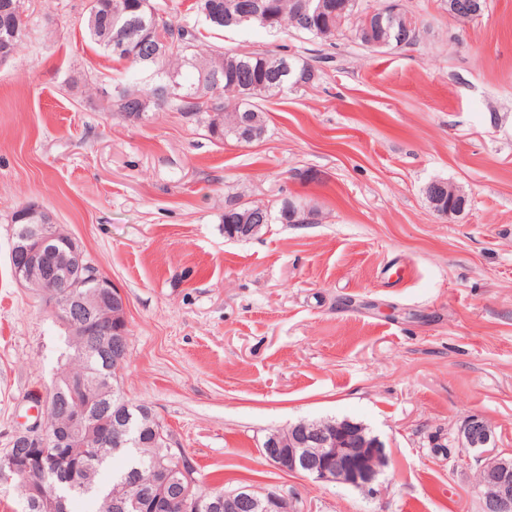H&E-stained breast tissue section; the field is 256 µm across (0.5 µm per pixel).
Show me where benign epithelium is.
<instances>
[{"label": "benign epithelium", "mask_w": 512, "mask_h": 512, "mask_svg": "<svg viewBox=\"0 0 512 512\" xmlns=\"http://www.w3.org/2000/svg\"><path fill=\"white\" fill-rule=\"evenodd\" d=\"M448 15L457 21L479 17L485 0H448ZM392 22L404 26L409 34H417L419 23L407 13L398 14L394 3L381 6L363 19L361 30L372 35V26L382 27ZM426 195L433 210L443 219L453 220L465 211L466 195L456 186L442 179H434L426 187ZM448 207H442L443 201ZM50 220L31 223V234L21 242L15 241L10 252L11 264L26 285L42 277L40 294L59 315L63 325L74 334L88 336L98 332V323L107 319L114 323L109 328V344L100 342L85 349L86 355L98 363L122 366L127 360V302L119 287L100 275L97 268L81 252L75 240L60 246L51 232ZM56 406V392H50L36 421L15 432L10 448L0 454V479L17 481L22 494L37 493L29 481V470L17 464L20 448H38L47 445L65 446L80 433L93 427L94 417L87 408L70 411L67 423L48 428V412ZM112 447L122 448L128 443V429L123 414L112 415ZM460 447L478 452V489L482 512H512V454L497 448L491 426L478 416L470 417L459 438ZM264 457L282 472L303 474L317 482L337 483L355 488L369 496L377 494L375 484L390 464L382 441L366 433V427L349 420L338 421L328 427L311 428L305 423L288 425L269 431L263 440ZM170 465L158 468L163 478L155 482L153 509L167 507V486L178 483L172 469H183V462L175 453H169ZM186 512H215L219 508L236 512H300L296 498L282 490H258L241 486L224 495L199 493L189 484L180 494Z\"/></svg>", "instance_id": "1"}]
</instances>
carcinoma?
I'll return each mask as SVG.
<instances>
[{
  "label": "carcinoma",
  "mask_w": 512,
  "mask_h": 512,
  "mask_svg": "<svg viewBox=\"0 0 512 512\" xmlns=\"http://www.w3.org/2000/svg\"><path fill=\"white\" fill-rule=\"evenodd\" d=\"M225 0H195L193 8L211 28L234 30L256 25L269 32L291 27L297 32L322 40L351 35L360 44L370 41L381 48H396L414 43L398 24L384 26L366 37L360 21L351 12H342L345 0H235L237 5H254L253 16L244 18L237 10L224 7ZM140 0H89L87 33L89 38L118 61H126L141 69H150L160 77L159 83L148 89L121 86L114 89L106 110L116 112L126 121L132 115L145 118L156 109L178 112L182 117L205 125L211 137L252 143L251 137L238 124V114L249 113L255 119L257 135L266 137V117L257 101L290 89L301 88L317 77L316 67L303 58L274 54L270 51L199 50L196 28L175 24L156 14L155 8H138ZM196 72L195 81L187 84L182 70ZM277 220L293 224L288 216V200H282L278 214L258 202H243L238 197L225 200L222 224L224 234H232L231 225L246 220L259 223ZM93 362L83 354L76 336H65L59 353L54 388L62 394V402L74 403L72 387L93 377ZM99 388L106 392L99 410L96 430L82 435L70 449L76 465L90 464L95 478L88 489L78 492L69 487L64 476L52 469L33 471L34 481L45 491L68 500L85 498L92 512H112V502L126 496L130 481L141 484L144 492L152 491L154 468L164 459L166 447L154 434L139 425L140 410L148 405L126 398L115 370L98 376ZM118 409L132 417L129 429L131 443L119 451L112 449V413ZM126 457V465L107 474L111 459Z\"/></svg>",
  "instance_id": "carcinoma-1"
}]
</instances>
